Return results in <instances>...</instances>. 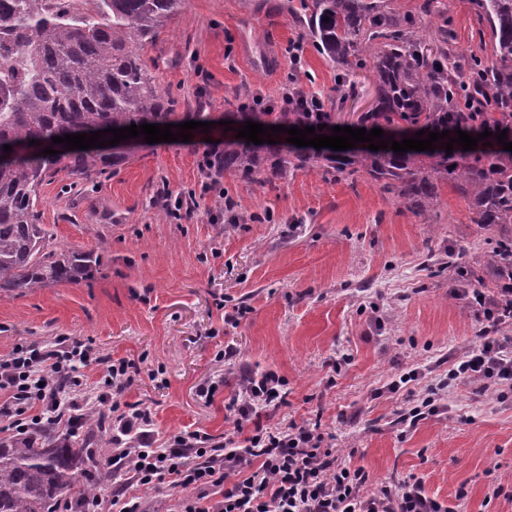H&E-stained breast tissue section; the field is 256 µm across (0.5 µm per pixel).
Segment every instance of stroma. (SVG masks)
Instances as JSON below:
<instances>
[{"label": "stroma", "instance_id": "1", "mask_svg": "<svg viewBox=\"0 0 512 512\" xmlns=\"http://www.w3.org/2000/svg\"><path fill=\"white\" fill-rule=\"evenodd\" d=\"M278 3L189 0L148 49L177 111L207 109L213 126L186 143L140 147L83 189L68 190L62 174L41 187L40 222L55 242L101 253L102 265L78 284L0 294V358L19 342L65 336L134 360L139 377L122 400L149 409L160 446L195 431L223 440L234 430L224 400L242 371H272L288 382L275 422L320 421L339 456L373 484L413 475L460 512H512L511 499L493 494L512 488V393L499 400L461 381L438 413L403 419L475 342L459 281L427 262L449 252L456 266L484 265L490 234L462 198L443 188L425 220L367 178L334 183L301 170L265 187L224 179L235 207L211 220L217 200L200 194L198 164L239 105L235 89L279 103L287 49L298 42L299 81L334 94L335 65L301 39ZM354 80L358 94L335 107L334 125L360 127L373 106L372 72ZM163 192L194 194L189 216L158 220L152 201ZM238 306L246 316L225 322ZM413 369L417 381L389 391ZM209 384L217 392L207 402L197 388ZM491 458L498 468L489 476Z\"/></svg>", "mask_w": 512, "mask_h": 512}]
</instances>
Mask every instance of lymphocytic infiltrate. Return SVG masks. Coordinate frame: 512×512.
I'll list each match as a JSON object with an SVG mask.
<instances>
[{
	"label": "lymphocytic infiltrate",
	"instance_id": "1",
	"mask_svg": "<svg viewBox=\"0 0 512 512\" xmlns=\"http://www.w3.org/2000/svg\"><path fill=\"white\" fill-rule=\"evenodd\" d=\"M466 294L475 344L410 409L412 420L435 414L436 396L462 379L497 397L512 390V338L499 334L500 325L512 320V289L489 294L470 288ZM91 365L111 401L114 432L105 512H151L146 499L130 494L135 485L182 490L177 512H454L414 476L372 486L369 473L343 462L318 424H264L263 416L286 400L287 381L272 371L245 376L225 403L235 431L222 443L185 433L160 447L149 410L121 402L139 373L133 361L101 357L92 346L64 338L51 345L23 342L0 359V418L7 430L22 435L43 423L73 428L78 374Z\"/></svg>",
	"mask_w": 512,
	"mask_h": 512
}]
</instances>
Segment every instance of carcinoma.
Instances as JSON below:
<instances>
[{
  "mask_svg": "<svg viewBox=\"0 0 512 512\" xmlns=\"http://www.w3.org/2000/svg\"><path fill=\"white\" fill-rule=\"evenodd\" d=\"M187 0H84L73 9L58 0H0V292L25 295L58 283L90 279L102 255L58 249L39 224V188L63 172L71 185L89 183L131 155L129 138L109 153L97 148L49 156L51 138L100 127L206 122V112H178L146 57ZM479 53L458 54L455 32L440 0L402 11L396 0H286L318 53L335 64L339 100L350 76L373 73L375 106L362 117L374 128L415 134L460 129L492 135L460 156L444 151L364 150L350 155L283 151L224 138V155L206 162L214 179L229 174L261 187L304 169L324 181L364 175L415 216H428L443 184L465 200L474 223L495 232L486 260L495 286L512 284V0H472ZM329 17L324 21L323 17ZM479 97L478 109L464 106ZM243 126L304 127L331 121L329 112H226ZM38 145L31 146L29 141ZM9 145L7 153L3 146ZM85 440L40 425L19 438H0V512H53L73 496L91 504L103 488L87 474L86 442L111 444V421L94 407L82 422Z\"/></svg>",
  "mask_w": 512,
  "mask_h": 512,
  "instance_id": "carcinoma-1",
  "label": "carcinoma"
}]
</instances>
